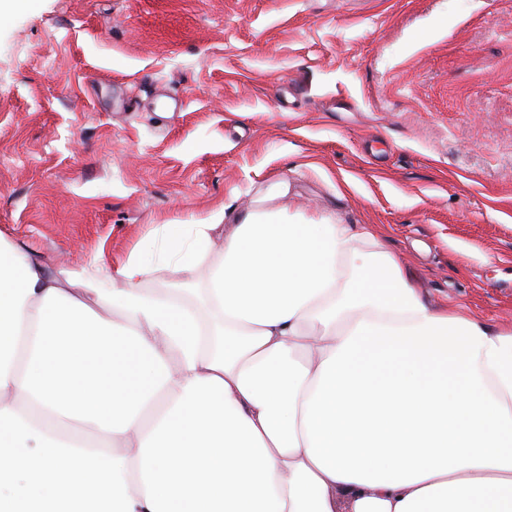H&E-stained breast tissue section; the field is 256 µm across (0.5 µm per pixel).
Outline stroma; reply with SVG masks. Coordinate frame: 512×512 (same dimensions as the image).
<instances>
[{
    "instance_id": "stroma-1",
    "label": "stroma",
    "mask_w": 512,
    "mask_h": 512,
    "mask_svg": "<svg viewBox=\"0 0 512 512\" xmlns=\"http://www.w3.org/2000/svg\"><path fill=\"white\" fill-rule=\"evenodd\" d=\"M258 205L375 225L431 307L512 321V0H9L1 236L104 270Z\"/></svg>"
}]
</instances>
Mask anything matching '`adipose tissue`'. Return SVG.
Wrapping results in <instances>:
<instances>
[{"mask_svg": "<svg viewBox=\"0 0 512 512\" xmlns=\"http://www.w3.org/2000/svg\"><path fill=\"white\" fill-rule=\"evenodd\" d=\"M159 248L182 287L147 289ZM0 512H512V325L333 213L178 224L107 272L0 236Z\"/></svg>", "mask_w": 512, "mask_h": 512, "instance_id": "1", "label": "adipose tissue"}]
</instances>
